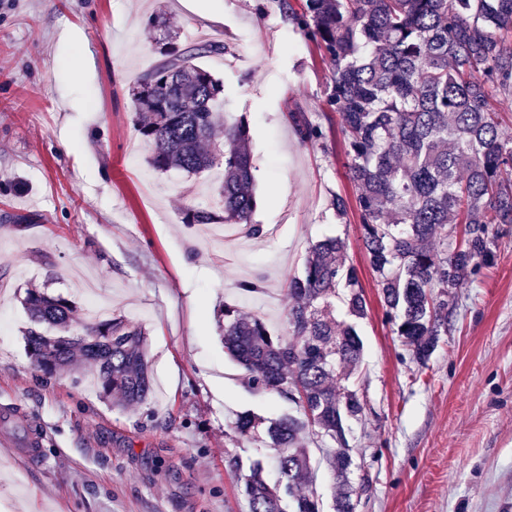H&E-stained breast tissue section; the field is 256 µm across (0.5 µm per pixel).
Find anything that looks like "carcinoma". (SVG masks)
I'll return each instance as SVG.
<instances>
[{
  "instance_id": "cac0c4a2",
  "label": "carcinoma",
  "mask_w": 512,
  "mask_h": 512,
  "mask_svg": "<svg viewBox=\"0 0 512 512\" xmlns=\"http://www.w3.org/2000/svg\"><path fill=\"white\" fill-rule=\"evenodd\" d=\"M331 70L326 104L340 117L353 196L332 200L336 214L352 211L385 319L410 358L424 367L448 333V298L481 268L493 265L491 224H512V138L502 130L501 104L512 99V0H278ZM220 42L181 48L166 34L157 63L130 94L134 130L151 145L148 165L197 176L223 171L215 183L219 209L183 211L185 224H243L249 235L256 206L244 119L229 124L220 106L223 86L196 60L224 53ZM303 142L324 138L305 113L291 115ZM462 226L448 248V227ZM286 333L274 336L263 319L231 304L220 309L224 348L246 371V383L278 393L297 414L266 421L237 416L239 442L277 451L278 484L264 477V460L244 464L233 454L249 512H324L302 481L312 466L305 434L325 445L323 462L337 479L334 512H355L347 435L365 405L343 382L361 362L363 342L351 323L336 320V300L362 319L367 301L344 242L312 245L303 273L288 279ZM24 305L41 329L27 350L45 376L82 362L102 392L127 405L152 391L145 331L121 315L103 321L76 317V305L38 289Z\"/></svg>"
}]
</instances>
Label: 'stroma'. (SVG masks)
<instances>
[{
    "instance_id": "35a3bbf8",
    "label": "stroma",
    "mask_w": 512,
    "mask_h": 512,
    "mask_svg": "<svg viewBox=\"0 0 512 512\" xmlns=\"http://www.w3.org/2000/svg\"><path fill=\"white\" fill-rule=\"evenodd\" d=\"M264 12H257V5ZM162 16L186 47L200 33L224 43L202 64L224 84L226 118L246 116L264 234L239 253L181 223L207 207L210 181L146 162L129 86L154 65ZM87 58L88 73L74 69ZM330 68L274 0H0V512H248L225 466L248 411L276 419L292 407L250 389L224 351L223 303L284 334L288 277L311 245L341 238L359 269L368 312L357 326L362 364L349 384L365 404L348 436L357 512H512V224H496L493 267L457 289L448 334L426 367L385 320L355 215L339 117L325 103ZM306 113L325 137L301 142L289 118ZM34 212L35 224L11 215ZM266 289L246 293L241 281ZM39 288L87 311L142 324L153 391L121 407L87 370L41 383L27 354L23 299ZM45 436L28 465L2 444L27 428Z\"/></svg>"
}]
</instances>
